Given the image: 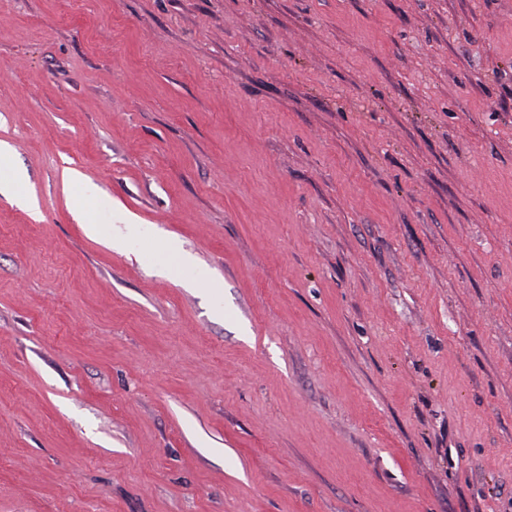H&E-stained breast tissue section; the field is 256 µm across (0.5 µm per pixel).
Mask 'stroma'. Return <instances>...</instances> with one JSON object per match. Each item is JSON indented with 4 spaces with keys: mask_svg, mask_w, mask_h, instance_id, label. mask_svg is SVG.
<instances>
[{
    "mask_svg": "<svg viewBox=\"0 0 512 512\" xmlns=\"http://www.w3.org/2000/svg\"><path fill=\"white\" fill-rule=\"evenodd\" d=\"M0 141V512H512V0H0Z\"/></svg>",
    "mask_w": 512,
    "mask_h": 512,
    "instance_id": "1",
    "label": "stroma"
}]
</instances>
